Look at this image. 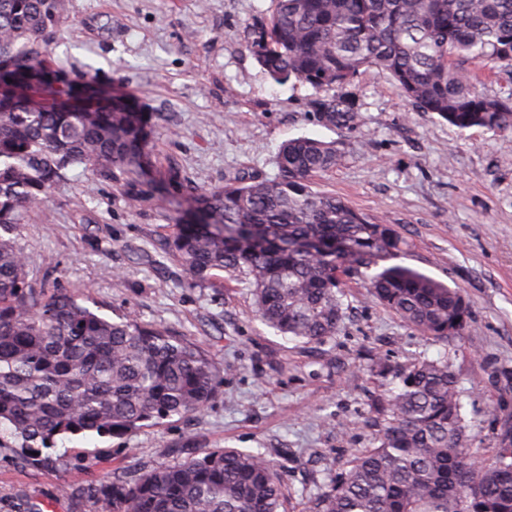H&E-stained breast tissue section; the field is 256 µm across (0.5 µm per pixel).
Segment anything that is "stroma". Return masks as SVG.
<instances>
[{"mask_svg":"<svg viewBox=\"0 0 512 512\" xmlns=\"http://www.w3.org/2000/svg\"><path fill=\"white\" fill-rule=\"evenodd\" d=\"M270 9L271 0H68L48 58L66 80H94L156 114L152 171H72L23 226L28 268L89 296L107 317L192 339L223 368L224 384L197 414L126 437L58 439L49 469L0 448V512H101L75 490L215 448L262 452L283 480L281 512H308L351 451L373 445L374 363L449 358L477 413L479 455H491L512 425V132L459 130L417 111L371 70L352 87L360 123L323 125L319 91L275 82L246 48L249 24ZM296 137L335 142L344 154L314 177V191L390 225L409 245L401 265L469 299L462 335L424 336L355 278L343 282L344 322L323 344L292 341L257 319L247 283L191 286L164 246L179 213L194 193L227 180L273 177L279 147ZM171 166L179 183L163 178ZM134 179L147 195L137 206L126 187Z\"/></svg>","mask_w":512,"mask_h":512,"instance_id":"1","label":"stroma"}]
</instances>
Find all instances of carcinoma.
I'll return each instance as SVG.
<instances>
[{
	"mask_svg": "<svg viewBox=\"0 0 512 512\" xmlns=\"http://www.w3.org/2000/svg\"><path fill=\"white\" fill-rule=\"evenodd\" d=\"M66 0H0V430L26 463L59 437H114L203 411L223 382L197 343L133 319L113 320L92 299L29 278L22 226L74 167L142 173L149 115L90 80L75 85L47 61L46 33ZM246 49L277 82L325 91L319 121L352 128L343 92L364 69L389 75L420 112L462 130L512 131V94H492L461 68L512 79V0H273L250 26ZM331 142L283 144L275 177L226 183L195 197L165 245L196 282L253 288L257 316L277 332L323 344L340 330L343 271L405 323L436 339L463 333L464 294L392 263L407 242L389 225L311 181L338 166ZM376 375L394 387L372 399L380 433L310 512H512V443L477 458L464 392L449 359ZM78 496L109 512H280L283 486L260 452L220 448L116 477Z\"/></svg>",
	"mask_w": 512,
	"mask_h": 512,
	"instance_id": "1",
	"label": "carcinoma"
}]
</instances>
